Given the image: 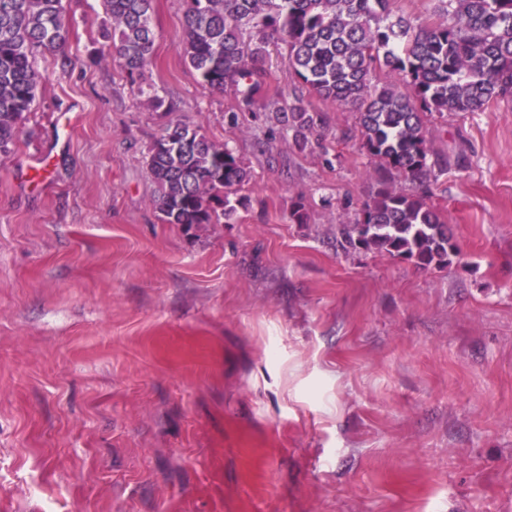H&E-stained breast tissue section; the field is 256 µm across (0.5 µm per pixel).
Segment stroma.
<instances>
[{
  "instance_id": "stroma-1",
  "label": "stroma",
  "mask_w": 512,
  "mask_h": 512,
  "mask_svg": "<svg viewBox=\"0 0 512 512\" xmlns=\"http://www.w3.org/2000/svg\"><path fill=\"white\" fill-rule=\"evenodd\" d=\"M66 8L0 155V512H512V102L426 119L461 257L422 271L336 246L372 187L356 112L328 155L261 151L184 63L185 0L152 4L168 112L104 54L101 0ZM176 120L249 164L231 223L159 220Z\"/></svg>"
}]
</instances>
